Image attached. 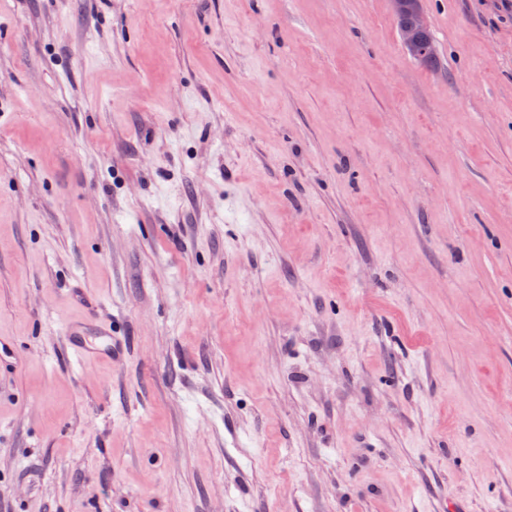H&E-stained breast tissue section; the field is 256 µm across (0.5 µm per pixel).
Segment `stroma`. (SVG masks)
Instances as JSON below:
<instances>
[{"instance_id": "obj_1", "label": "stroma", "mask_w": 512, "mask_h": 512, "mask_svg": "<svg viewBox=\"0 0 512 512\" xmlns=\"http://www.w3.org/2000/svg\"><path fill=\"white\" fill-rule=\"evenodd\" d=\"M501 3L0 0V512H512ZM419 0H391L392 10L394 14H402L410 12L413 14L412 24L403 30L406 23L401 19L398 21V28L400 35H402L403 45L408 54L414 59H420L424 53L422 49V36L430 31L427 15L423 11ZM403 30V32H402ZM426 43V53L422 59L419 60L420 64L431 67L436 63L435 41L432 34L424 37ZM85 323L83 321L70 323L66 327V336L73 356L78 363H85L88 360H104L112 363L116 359L119 346L117 342L112 341V328L106 325H100L96 329L98 342H89L81 336L84 333Z\"/></svg>"}]
</instances>
